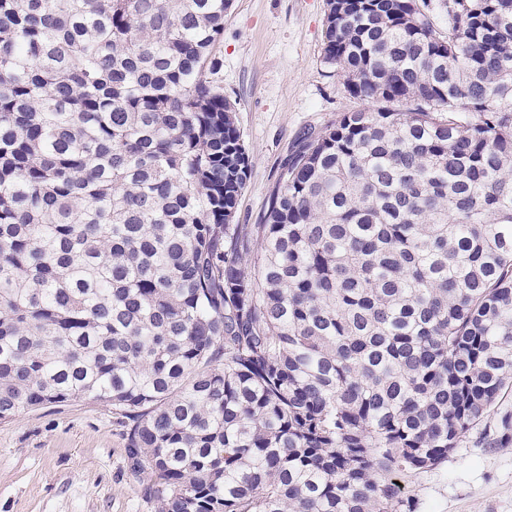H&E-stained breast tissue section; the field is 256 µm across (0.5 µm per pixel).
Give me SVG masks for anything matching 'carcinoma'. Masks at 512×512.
I'll list each match as a JSON object with an SVG mask.
<instances>
[{
    "label": "carcinoma",
    "instance_id": "carcinoma-1",
    "mask_svg": "<svg viewBox=\"0 0 512 512\" xmlns=\"http://www.w3.org/2000/svg\"><path fill=\"white\" fill-rule=\"evenodd\" d=\"M230 0H0V421H130L158 512H417L512 388V0H327L365 104L262 224Z\"/></svg>",
    "mask_w": 512,
    "mask_h": 512
}]
</instances>
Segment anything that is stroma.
Returning <instances> with one entry per match:
<instances>
[{"instance_id": "35a3bbf8", "label": "stroma", "mask_w": 512, "mask_h": 512, "mask_svg": "<svg viewBox=\"0 0 512 512\" xmlns=\"http://www.w3.org/2000/svg\"><path fill=\"white\" fill-rule=\"evenodd\" d=\"M326 0H232L224 18V95L237 107L251 174L236 221L262 223L301 137L357 109L323 60ZM512 389L435 469L406 478L419 512H512V442L489 446ZM126 419L111 406H47L0 422V512H157L131 471Z\"/></svg>"}]
</instances>
